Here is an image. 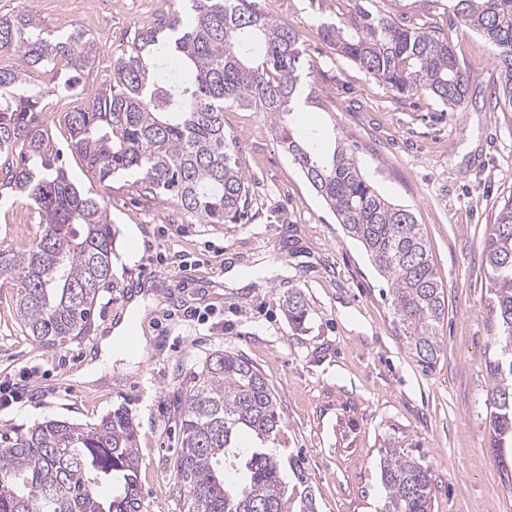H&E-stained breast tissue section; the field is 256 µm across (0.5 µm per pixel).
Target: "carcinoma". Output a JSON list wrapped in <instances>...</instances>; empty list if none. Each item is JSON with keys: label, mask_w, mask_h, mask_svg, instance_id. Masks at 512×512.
<instances>
[{"label": "carcinoma", "mask_w": 512, "mask_h": 512, "mask_svg": "<svg viewBox=\"0 0 512 512\" xmlns=\"http://www.w3.org/2000/svg\"><path fill=\"white\" fill-rule=\"evenodd\" d=\"M371 0H336L339 22L317 27L323 41L372 78L402 95L427 94L459 106L472 83L448 40L427 27L400 25L373 12ZM469 29L495 51L496 104L512 112V0H450ZM192 16L135 29L112 55V74L86 103L65 113L71 150L105 184L135 176L143 195L173 199L179 213L204 224H238L251 195L239 152L224 134V108L260 104L285 152L311 188L361 243L390 284V307L408 353L431 369L445 350L440 327L448 298L422 225L384 198L362 173L351 148L337 142L318 155L283 122L304 91L298 32L250 0H192ZM28 68L0 67V190L24 198L37 237L9 254L0 277L17 288L15 311L44 348L90 335L93 310L112 276L116 230L103 197L74 184L58 165L42 120L47 103L31 71L66 74L63 90L94 60L96 43L80 29L65 36L22 9L0 16V54ZM173 64L184 78H159ZM493 294L490 311L499 355L488 361L489 433L494 446L512 438V195L484 240ZM304 326L309 304L300 291L283 302ZM180 419L177 477L187 487L185 512H287L293 475L299 512H316L310 478L270 447L282 424L279 396L238 352L209 355L176 391ZM259 440L242 444L244 435ZM137 429L117 408L95 423L53 418L0 432V512H141ZM384 512H429L432 480L420 459L393 449L379 463ZM109 487L104 495L100 488Z\"/></svg>", "instance_id": "obj_1"}]
</instances>
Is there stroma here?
Instances as JSON below:
<instances>
[{
  "label": "stroma",
  "mask_w": 512,
  "mask_h": 512,
  "mask_svg": "<svg viewBox=\"0 0 512 512\" xmlns=\"http://www.w3.org/2000/svg\"><path fill=\"white\" fill-rule=\"evenodd\" d=\"M25 7L55 34L80 28L97 43L72 91L38 77L52 104L45 121L64 149V113L109 78L112 53L129 33L187 13L182 0H72L67 10L57 0H0V16ZM256 7L299 33L304 80L318 101L288 115L295 134L341 139L379 193L423 224L448 298L444 354L428 372L411 358L364 249L283 150L270 117L232 106L224 110V132L252 193L241 224L181 219L171 203L144 197L136 177L97 184L67 152L70 179L104 196L118 233L112 282L98 297L91 335L46 349L27 335L15 290L0 277V387L22 395L0 403V430L60 417L94 423L124 409L138 426L142 512H184L174 393L211 353L233 350L278 393V445L309 473L318 512H380L379 460L390 446L430 468V512H512V479L498 465L512 460V446L492 447L488 431L486 363L497 353V324L483 243L512 194V112L490 100L497 78L490 43L462 25L450 0H373L372 10L395 22L433 27L469 68V95L452 110L424 95L397 94L334 50L319 37L318 14L305 0H256ZM36 229L24 200L0 206V249L28 243ZM187 265L194 285L169 300L171 278ZM235 266L243 273L237 283L227 279ZM146 274L152 280L140 361L128 371L116 361L110 376L78 380L123 314L127 289ZM297 290L310 306L302 331L282 308ZM187 307L208 312V321L183 320Z\"/></svg>",
  "instance_id": "obj_1"
}]
</instances>
